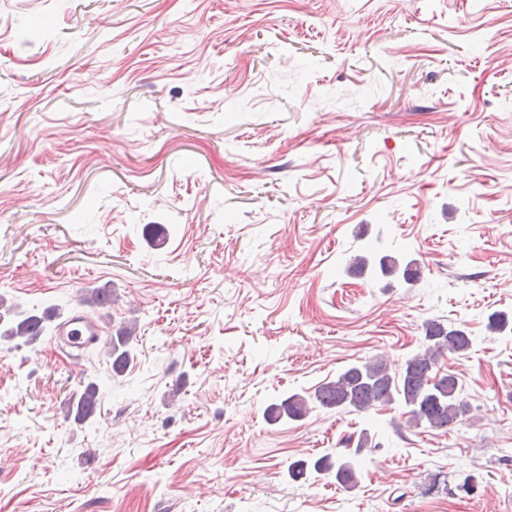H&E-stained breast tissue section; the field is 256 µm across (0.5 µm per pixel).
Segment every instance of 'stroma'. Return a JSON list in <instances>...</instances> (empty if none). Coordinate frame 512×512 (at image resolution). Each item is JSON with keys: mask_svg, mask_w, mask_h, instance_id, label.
<instances>
[{"mask_svg": "<svg viewBox=\"0 0 512 512\" xmlns=\"http://www.w3.org/2000/svg\"><path fill=\"white\" fill-rule=\"evenodd\" d=\"M100 287L125 376L0 339V512H512V0H0V302ZM430 319L473 339L448 433L266 418ZM364 430L356 487L289 478ZM371 269L377 277L388 278L401 276L408 284L420 281L422 270L417 260L405 261L391 254L369 252L367 255L355 256L348 269L358 275H363ZM134 329L124 327L111 336L109 343L108 356L111 359V371L113 377H122L127 372L130 365L134 362V354L131 349ZM99 406V387L95 382H89L79 395L70 400L68 413H74V421L83 423L94 416Z\"/></svg>", "mask_w": 512, "mask_h": 512, "instance_id": "35a3bbf8", "label": "stroma"}]
</instances>
